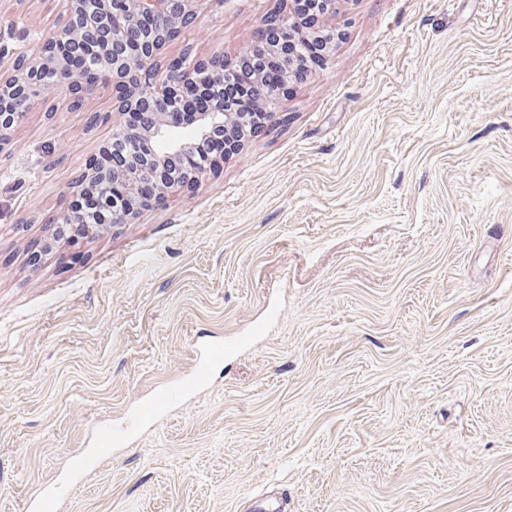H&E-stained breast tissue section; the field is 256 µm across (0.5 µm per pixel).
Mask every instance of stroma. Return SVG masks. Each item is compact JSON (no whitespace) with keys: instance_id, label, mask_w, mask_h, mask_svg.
<instances>
[{"instance_id":"35a3bbf8","label":"stroma","mask_w":512,"mask_h":512,"mask_svg":"<svg viewBox=\"0 0 512 512\" xmlns=\"http://www.w3.org/2000/svg\"><path fill=\"white\" fill-rule=\"evenodd\" d=\"M72 0H0V78ZM164 56L251 47L288 0H201ZM258 136L129 224L30 261L114 92L0 150V512H512V0H338ZM98 112L102 123L89 125ZM256 342L154 424L194 346ZM110 460L71 482L101 429Z\"/></svg>"}]
</instances>
